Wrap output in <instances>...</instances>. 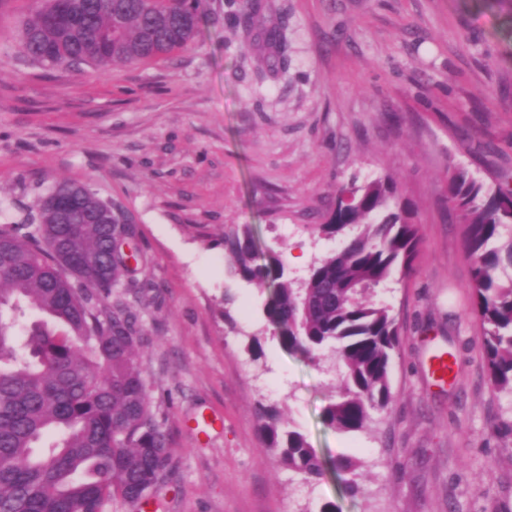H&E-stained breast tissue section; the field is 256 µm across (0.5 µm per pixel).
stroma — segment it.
I'll return each mask as SVG.
<instances>
[{
  "instance_id": "1",
  "label": "stroma",
  "mask_w": 512,
  "mask_h": 512,
  "mask_svg": "<svg viewBox=\"0 0 512 512\" xmlns=\"http://www.w3.org/2000/svg\"><path fill=\"white\" fill-rule=\"evenodd\" d=\"M281 50L206 0L185 50L105 72L49 69L20 50L40 0H0V223L59 182L128 213L143 262L141 366L174 472L148 512H512V392L494 390L469 301L448 171L512 190V0H259ZM396 178L421 243L378 288L400 326L392 404L342 433L322 411L332 379L262 332L268 290L233 278L224 233L299 255L291 278L340 249L313 234L338 188ZM259 335L262 353L246 347ZM455 377L431 373L436 351ZM283 410L326 460L361 463L359 494L309 482L261 451L258 405Z\"/></svg>"
}]
</instances>
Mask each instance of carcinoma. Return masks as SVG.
<instances>
[{"mask_svg": "<svg viewBox=\"0 0 512 512\" xmlns=\"http://www.w3.org/2000/svg\"><path fill=\"white\" fill-rule=\"evenodd\" d=\"M206 0H43L25 24L20 47L48 68L94 63L104 70L171 55L200 33ZM87 213L105 207L89 188L69 182ZM448 204L463 228L470 263L471 309L484 329L488 379L512 391V190L465 167L448 172ZM52 195L18 223L0 224V512H112L155 494L173 469L167 431L140 366L144 342L137 285L127 279L121 244L133 219L59 224ZM316 231L344 238L316 259L300 282L283 254L260 249L249 224L224 234L228 270L270 291L271 333L314 367L336 372L325 424L339 432L368 428L392 402L390 364L400 345L391 309L375 289L407 275L421 241L413 204L388 175L339 189L336 208ZM35 312L39 319L28 324ZM262 452L316 481L323 460L281 413L258 410ZM334 468L359 489L360 462Z\"/></svg>", "mask_w": 512, "mask_h": 512, "instance_id": "cac0c4a2", "label": "carcinoma"}]
</instances>
